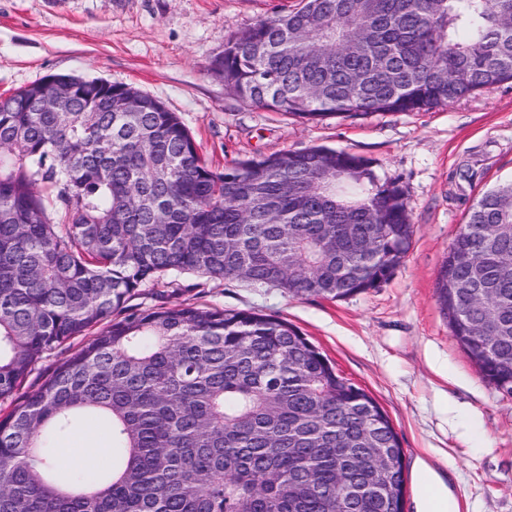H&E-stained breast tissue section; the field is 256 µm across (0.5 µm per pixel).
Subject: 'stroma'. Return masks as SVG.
I'll use <instances>...</instances> for the list:
<instances>
[{
    "instance_id": "obj_1",
    "label": "stroma",
    "mask_w": 512,
    "mask_h": 512,
    "mask_svg": "<svg viewBox=\"0 0 512 512\" xmlns=\"http://www.w3.org/2000/svg\"><path fill=\"white\" fill-rule=\"evenodd\" d=\"M298 0H0V94L47 75L130 84L176 112L221 169L323 145L399 180L413 244L381 287L334 301L198 275L132 300L252 310L293 324L389 416L404 452L405 512H512V398L481 376L436 300V277L470 206L512 180V84L425 112L307 123L246 105L207 71L227 39Z\"/></svg>"
}]
</instances>
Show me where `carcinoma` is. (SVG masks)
I'll list each match as a JSON object with an SVG mask.
<instances>
[{
    "label": "carcinoma",
    "instance_id": "1",
    "mask_svg": "<svg viewBox=\"0 0 512 512\" xmlns=\"http://www.w3.org/2000/svg\"><path fill=\"white\" fill-rule=\"evenodd\" d=\"M208 71L303 122L443 107L512 82V0H299L232 35ZM0 96V401L100 325L0 418V512H404L388 416L301 331L250 310L128 305L198 274L293 297L380 287L414 235L396 179L322 146L210 168L180 116L124 83L36 111ZM133 98V112L116 104ZM475 251L481 274L459 263ZM437 301L512 397V181L469 208ZM111 438L93 480L47 465L78 415ZM85 342L86 339H78L71 344L70 348L60 350L44 358L24 382L20 390L17 392L16 397L20 399L34 392L51 373L58 362L76 352L84 345Z\"/></svg>",
    "mask_w": 512,
    "mask_h": 512
}]
</instances>
